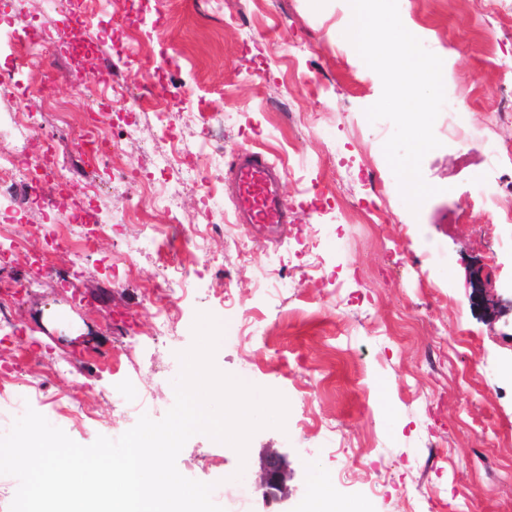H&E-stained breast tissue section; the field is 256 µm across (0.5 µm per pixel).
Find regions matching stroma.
Returning <instances> with one entry per match:
<instances>
[{"mask_svg": "<svg viewBox=\"0 0 512 512\" xmlns=\"http://www.w3.org/2000/svg\"><path fill=\"white\" fill-rule=\"evenodd\" d=\"M130 10L160 20V34L140 40L147 59L128 82L135 93L165 97L190 88L224 113V158L215 218L224 235L202 247H176L190 271L188 298L168 336L157 338L143 284L157 274L154 247L139 224L103 227L75 289L45 281L6 311L22 336L20 351L42 369L83 359L79 376H57L26 405L88 445L119 438L141 415L162 419L175 402L180 352L193 343L197 313L222 325L215 364L228 375L279 391L288 401L285 429L264 428L246 457L206 435L191 437L177 458L185 477L248 492V512H300L314 473L331 477L337 496L369 502L370 512H512V224L478 206L464 207L476 177L512 167V0H398L399 13L447 73L446 100L434 133L439 148L422 160L437 187L419 211L403 201L383 151L390 121L367 123L382 83L346 38L347 0H128ZM27 20L59 32L41 64L51 79L29 106L58 104L80 126L81 86L108 88L112 9L92 25L62 22L48 0H20ZM288 98L285 126L272 104ZM137 121L122 137L126 160L151 178L152 192L73 178L69 197L109 210L133 198L150 222L165 223L155 192L179 189L185 217L203 210L200 190L176 187L158 159L169 151L153 119H133L110 104L106 123ZM497 147L489 155L486 144ZM264 152L285 168L280 196L292 213L282 225L242 224L227 175L239 150ZM374 171L383 197L364 184ZM245 241L237 251L235 240ZM138 251L133 276L112 261ZM482 299L472 302V280ZM143 398L126 413L112 403L120 383ZM86 404L73 419L68 406ZM286 462L281 500L256 487L269 450Z\"/></svg>", "mask_w": 512, "mask_h": 512, "instance_id": "1", "label": "stroma"}]
</instances>
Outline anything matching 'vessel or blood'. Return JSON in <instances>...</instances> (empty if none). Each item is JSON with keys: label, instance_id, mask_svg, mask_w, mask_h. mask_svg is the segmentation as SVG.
Here are the masks:
<instances>
[{"label": "vessel or blood", "instance_id": "vessel-or-blood-1", "mask_svg": "<svg viewBox=\"0 0 512 512\" xmlns=\"http://www.w3.org/2000/svg\"><path fill=\"white\" fill-rule=\"evenodd\" d=\"M237 208L250 224H284L288 212L277 193L282 175L261 152L242 150L234 167Z\"/></svg>", "mask_w": 512, "mask_h": 512}]
</instances>
